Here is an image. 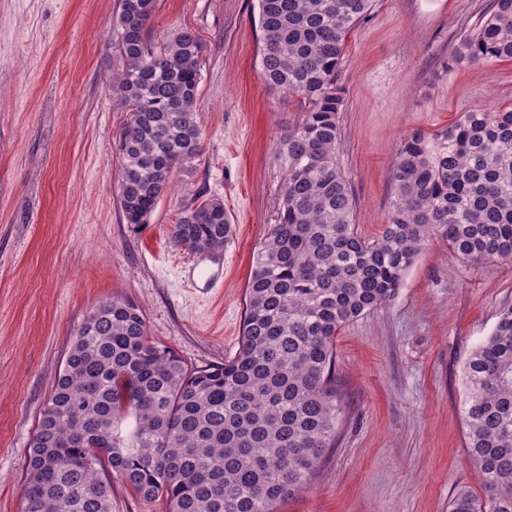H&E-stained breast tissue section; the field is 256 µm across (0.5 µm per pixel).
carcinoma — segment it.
<instances>
[{
	"label": "carcinoma",
	"instance_id": "obj_1",
	"mask_svg": "<svg viewBox=\"0 0 512 512\" xmlns=\"http://www.w3.org/2000/svg\"><path fill=\"white\" fill-rule=\"evenodd\" d=\"M267 84L304 105L279 138L281 205L254 256L234 357L189 369L150 338L140 309L114 299L80 324L25 458L23 512H112V482L164 512H277L305 492L336 443L339 331L392 301L433 235L467 262L512 261V107L477 108L412 134L392 168L389 223L354 224L336 160L337 70L348 34L375 0H257ZM157 0H119L112 95L131 108L119 139L126 223H150L175 173L202 151L195 103L202 43L190 27L149 34ZM512 60V0L458 39L447 67ZM233 224L211 198L181 211L177 247H224ZM469 457L484 497L449 512H512V306L463 367Z\"/></svg>",
	"mask_w": 512,
	"mask_h": 512
}]
</instances>
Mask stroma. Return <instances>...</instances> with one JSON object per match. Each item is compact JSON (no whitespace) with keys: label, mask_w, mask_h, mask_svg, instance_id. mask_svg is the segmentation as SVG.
<instances>
[{"label":"stroma","mask_w":512,"mask_h":512,"mask_svg":"<svg viewBox=\"0 0 512 512\" xmlns=\"http://www.w3.org/2000/svg\"><path fill=\"white\" fill-rule=\"evenodd\" d=\"M491 3L376 0L347 36L337 162L363 237L388 222L404 138L479 105L512 106V60L447 65ZM117 10V0H0V512H22L39 411L102 302L133 301L149 336L189 368L234 357L253 255L281 203L276 143L303 112L265 81L257 0H157L152 38L188 26L202 41V152L133 228L116 193L130 112L107 84L121 67L109 39ZM200 197L223 200L233 219L224 278L208 291L186 283L200 253L170 239ZM509 304L512 263H471L440 238L426 243L397 296L338 333L336 445L280 512H448L458 490L482 496L463 366Z\"/></svg>","instance_id":"1"}]
</instances>
